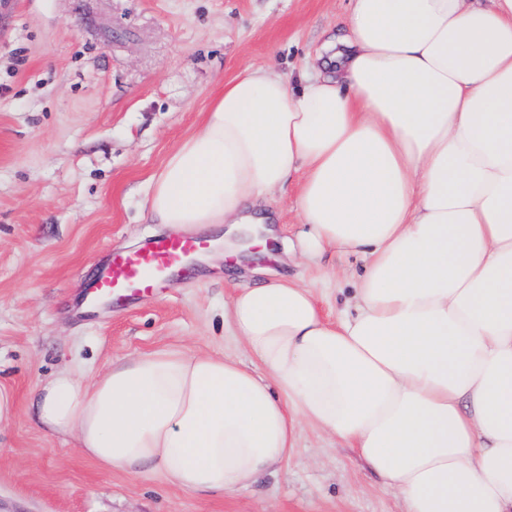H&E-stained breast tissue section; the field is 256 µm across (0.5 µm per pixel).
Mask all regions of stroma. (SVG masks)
Listing matches in <instances>:
<instances>
[{
	"mask_svg": "<svg viewBox=\"0 0 512 512\" xmlns=\"http://www.w3.org/2000/svg\"><path fill=\"white\" fill-rule=\"evenodd\" d=\"M348 0H0V512H403L356 449L302 425L276 473L231 494L184 491L161 475L105 470L72 436L38 425L34 390L69 371L168 347L248 361L224 327L252 268L318 288L335 314L363 262L255 256L220 262L124 309L85 308L115 248L165 235L150 182L198 131L245 66L297 79L344 32Z\"/></svg>",
	"mask_w": 512,
	"mask_h": 512,
	"instance_id": "1",
	"label": "stroma"
}]
</instances>
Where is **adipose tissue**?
Listing matches in <instances>:
<instances>
[{"label": "adipose tissue", "mask_w": 512, "mask_h": 512, "mask_svg": "<svg viewBox=\"0 0 512 512\" xmlns=\"http://www.w3.org/2000/svg\"><path fill=\"white\" fill-rule=\"evenodd\" d=\"M293 82L244 67L152 178L151 220L224 238L298 188L302 254L360 256L351 310L272 278L224 305L255 368L182 349L38 385L42 428L106 469L232 493L305 422L405 512H512V0H349Z\"/></svg>", "instance_id": "obj_1"}]
</instances>
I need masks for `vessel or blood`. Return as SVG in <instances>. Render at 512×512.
Masks as SVG:
<instances>
[{
	"label": "vessel or blood",
	"instance_id": "vessel-or-blood-1",
	"mask_svg": "<svg viewBox=\"0 0 512 512\" xmlns=\"http://www.w3.org/2000/svg\"><path fill=\"white\" fill-rule=\"evenodd\" d=\"M211 249L207 237L174 234L137 250L113 252L88 287L86 297L89 303H108L117 308L154 296L176 279L195 275L196 263Z\"/></svg>",
	"mask_w": 512,
	"mask_h": 512
}]
</instances>
